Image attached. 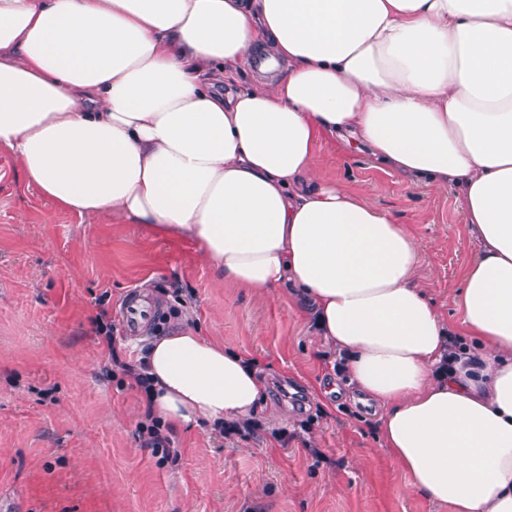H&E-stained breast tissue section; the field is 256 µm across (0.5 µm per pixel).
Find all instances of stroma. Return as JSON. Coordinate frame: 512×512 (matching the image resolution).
<instances>
[{
  "mask_svg": "<svg viewBox=\"0 0 512 512\" xmlns=\"http://www.w3.org/2000/svg\"><path fill=\"white\" fill-rule=\"evenodd\" d=\"M325 181L410 225L418 280L449 322L476 245L454 191L384 171L329 133ZM259 363L269 379L251 425L171 431L177 461L142 447L147 403L118 362L152 337L105 341L93 320L132 292ZM332 355L275 296L219 280L194 244L163 240L121 216L55 207L0 149V507L5 512H450L406 488L376 430L373 405L326 397Z\"/></svg>",
  "mask_w": 512,
  "mask_h": 512,
  "instance_id": "obj_1",
  "label": "stroma"
}]
</instances>
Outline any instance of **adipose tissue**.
<instances>
[{"label":"adipose tissue","mask_w":512,"mask_h":512,"mask_svg":"<svg viewBox=\"0 0 512 512\" xmlns=\"http://www.w3.org/2000/svg\"><path fill=\"white\" fill-rule=\"evenodd\" d=\"M257 57L283 73L239 87ZM323 130L454 190L477 243L457 324L417 282L409 226L316 171ZM0 148L56 206L287 295L410 490L512 512V0H0ZM141 371L182 428L248 421L269 391L180 325Z\"/></svg>","instance_id":"obj_1"}]
</instances>
